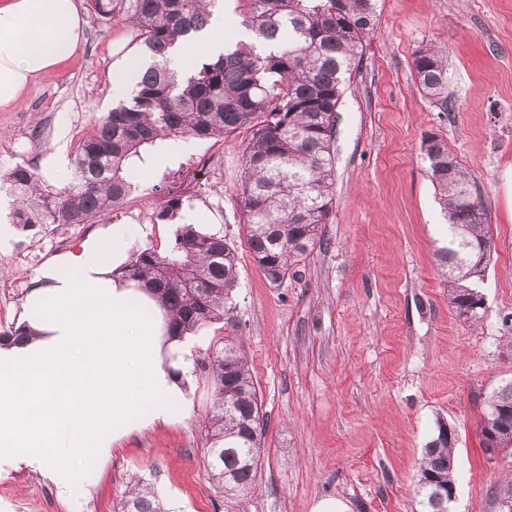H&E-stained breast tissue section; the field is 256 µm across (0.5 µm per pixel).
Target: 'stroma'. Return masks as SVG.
Listing matches in <instances>:
<instances>
[{"mask_svg":"<svg viewBox=\"0 0 512 512\" xmlns=\"http://www.w3.org/2000/svg\"><path fill=\"white\" fill-rule=\"evenodd\" d=\"M83 16L79 53L0 111V174L21 161L40 165L60 142L74 151L111 110L108 72L133 36L91 10ZM430 45L447 51L448 112L414 82L413 54ZM36 125L42 136L33 141ZM432 134L475 178L496 242L479 324L450 309L435 256L448 244V218L423 161ZM243 139L194 140L146 161L169 191L192 197L205 227L231 241L238 285L229 320L197 337L191 406L173 404L174 423L124 439L73 490L82 512H118L139 480L182 512H312L330 496L352 512H412L423 450L442 422L457 434L451 508L486 512L490 488L512 477V458L488 459L479 428L488 397L512 378V0H379L377 26L336 112L329 245L277 288L251 256L235 200ZM11 208L1 195V331L17 325L38 272L87 237L124 224L130 249L162 250L174 232L154 222L155 200L141 190L76 228L24 231L7 223ZM225 339L246 355L267 419L244 498L219 493L204 463L211 389L198 366ZM0 512L68 510L53 485L20 470L0 477Z\"/></svg>","mask_w":512,"mask_h":512,"instance_id":"stroma-1","label":"stroma"}]
</instances>
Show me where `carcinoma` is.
Masks as SVG:
<instances>
[{
	"label": "carcinoma",
	"instance_id": "obj_1",
	"mask_svg": "<svg viewBox=\"0 0 512 512\" xmlns=\"http://www.w3.org/2000/svg\"><path fill=\"white\" fill-rule=\"evenodd\" d=\"M102 20L134 33L140 51L153 58L132 100L94 120L70 159L71 174L55 184L22 162L0 176V189L14 197L12 223L73 227L114 212L138 188L139 162L149 149L165 151L189 139L243 132V175L235 189L252 256L268 282L294 278L317 248L327 245L324 225L335 207L332 190L336 109L346 78L362 62L363 41L377 20V0H245L243 26L254 42L224 44L215 61H199L181 73L168 51L192 41L210 26L215 0H88ZM418 91L448 111V60L434 48L413 54ZM423 159L441 208L448 214L451 247L437 252L448 284V304L457 317L479 322L486 314L481 285L496 244L471 173L437 136L422 143ZM154 216L177 229L164 251L132 252L115 269L124 280L151 287L168 316V336L196 334L232 310L238 283L236 250L224 234L197 224H178L191 199L158 183ZM213 390L202 428L206 470L226 496L253 489L261 459L264 413L247 360L226 341L205 364ZM507 424L501 442L512 455V379L486 402L480 422L487 432ZM456 434L443 425L424 448L417 508L448 512L438 488L456 487ZM512 481L493 488L487 512H508ZM121 512H164L154 487L137 482Z\"/></svg>",
	"mask_w": 512,
	"mask_h": 512
}]
</instances>
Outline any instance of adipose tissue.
I'll use <instances>...</instances> for the list:
<instances>
[{"label": "adipose tissue", "instance_id": "ef3b65f1", "mask_svg": "<svg viewBox=\"0 0 512 512\" xmlns=\"http://www.w3.org/2000/svg\"><path fill=\"white\" fill-rule=\"evenodd\" d=\"M83 38L79 0H0V109L73 59ZM151 63L138 51L116 60L112 102L129 100ZM127 238L113 225L41 271L26 339L0 343V475L27 467L69 492L87 459L106 464L130 434L171 423L172 402L187 403L193 337L170 339L156 299L108 274Z\"/></svg>", "mask_w": 512, "mask_h": 512}]
</instances>
